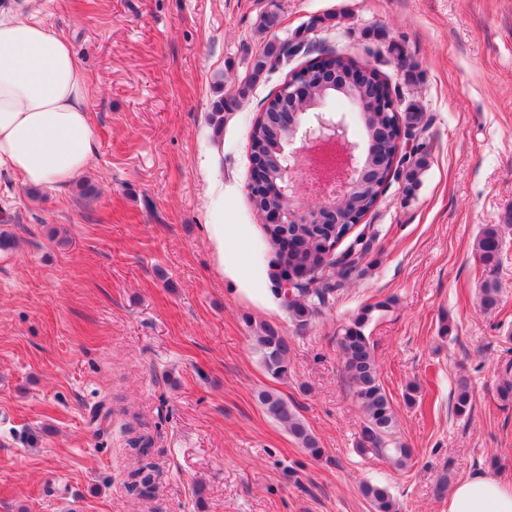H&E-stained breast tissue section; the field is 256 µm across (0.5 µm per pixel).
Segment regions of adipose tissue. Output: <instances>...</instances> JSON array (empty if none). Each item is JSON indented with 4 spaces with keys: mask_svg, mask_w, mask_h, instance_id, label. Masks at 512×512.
Segmentation results:
<instances>
[{
    "mask_svg": "<svg viewBox=\"0 0 512 512\" xmlns=\"http://www.w3.org/2000/svg\"><path fill=\"white\" fill-rule=\"evenodd\" d=\"M88 76L70 44L18 14H0V172L24 185L66 190L97 153L88 107ZM205 237L215 270L234 257L224 251V191L211 189ZM447 512H512V482L477 475L457 483Z\"/></svg>",
    "mask_w": 512,
    "mask_h": 512,
    "instance_id": "adipose-tissue-1",
    "label": "adipose tissue"
}]
</instances>
